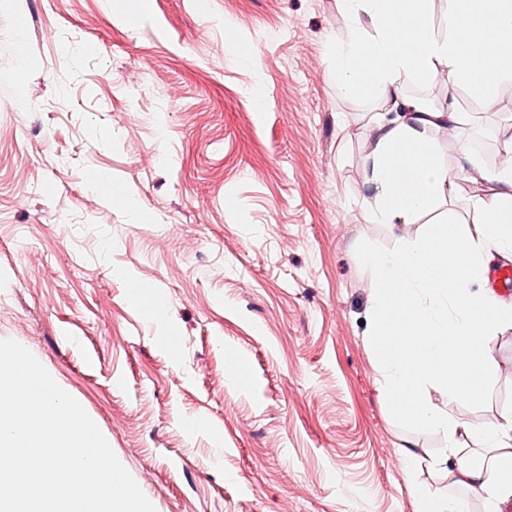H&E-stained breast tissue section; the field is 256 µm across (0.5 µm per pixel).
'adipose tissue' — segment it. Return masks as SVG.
I'll return each instance as SVG.
<instances>
[{
	"instance_id": "ef3b65f1",
	"label": "adipose tissue",
	"mask_w": 512,
	"mask_h": 512,
	"mask_svg": "<svg viewBox=\"0 0 512 512\" xmlns=\"http://www.w3.org/2000/svg\"><path fill=\"white\" fill-rule=\"evenodd\" d=\"M433 119L418 108L382 128L374 177L377 216L384 223H410L455 190L417 131ZM489 244L512 252V196L483 204L477 233L435 224L424 239L370 258L380 320L369 341L380 364V388L396 404L411 402V419L445 433L454 461L448 479L466 489L462 495L423 496L422 512H472L476 498L490 505L512 499V412L497 425L473 429L429 399L433 390L452 397L471 389L490 370L488 343L503 310L496 298L470 290L487 269Z\"/></svg>"
}]
</instances>
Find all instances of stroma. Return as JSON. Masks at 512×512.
<instances>
[{
  "label": "stroma",
  "mask_w": 512,
  "mask_h": 512,
  "mask_svg": "<svg viewBox=\"0 0 512 512\" xmlns=\"http://www.w3.org/2000/svg\"><path fill=\"white\" fill-rule=\"evenodd\" d=\"M0 0V339L85 409L155 512H419L455 488L446 437L379 388L368 255L512 183L464 187L490 131L449 77L457 187L382 223L362 144L388 115L338 87L330 39L374 35L340 0ZM151 289L163 318L135 297ZM475 390L433 405L500 422L512 298ZM244 358L235 378L227 356ZM203 422L190 430L192 422ZM418 462L408 466V454Z\"/></svg>",
  "instance_id": "stroma-1"
}]
</instances>
